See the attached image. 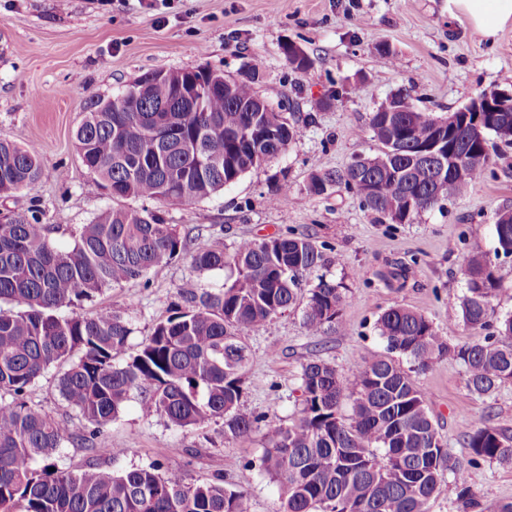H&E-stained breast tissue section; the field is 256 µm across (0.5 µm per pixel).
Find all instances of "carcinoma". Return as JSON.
Instances as JSON below:
<instances>
[{"label":"carcinoma","instance_id":"carcinoma-1","mask_svg":"<svg viewBox=\"0 0 512 512\" xmlns=\"http://www.w3.org/2000/svg\"><path fill=\"white\" fill-rule=\"evenodd\" d=\"M295 71L311 59L290 44ZM197 90L181 97L174 80L146 73L108 100L99 99L75 133L94 186L114 198L157 200L169 209L210 197L248 171L284 153L298 136L255 89L258 67L236 79L207 66L187 72ZM438 117L398 93L371 113L380 144L341 171L311 175L308 191L333 186L356 193L379 221L410 223L439 203L459 198L485 175L489 136L512 144V111L492 114L481 131ZM467 139L471 154L439 175L421 157L429 146ZM43 169L39 150L0 139V195L33 189ZM495 256H512V210L494 224ZM40 212L0 218V512H249L243 493L217 475L191 483L178 469L151 463L122 472L108 460L106 428L132 393L146 418L164 417L191 429L224 420V438L243 441L260 418L241 407L250 362L245 332L293 308L304 278L324 265L309 237L242 239L228 251L209 245L190 255L193 270L229 268L234 278L214 290L182 294L184 310L156 324L136 352L125 311L101 307L60 317L56 311L92 301L108 288L136 280L187 250V237L154 212L114 208L83 225L74 247L56 248ZM461 318L486 331L480 343L450 345L422 314L393 306L376 321L391 353L418 372L449 356L465 367L469 390L484 396L512 381V314L498 316L494 263L465 255ZM348 288L320 277L308 289L303 326L319 336L343 325ZM57 387L86 425L31 408V386L54 366ZM301 409L290 425L265 424L264 470L283 490L280 512H430L443 472L453 475L460 512H512V502L486 505L470 492L464 468L442 450L440 436L415 380L389 356L358 363L342 376L324 360L302 365ZM351 400L348 414L341 411ZM473 461L512 466V433L478 422L464 425ZM78 443L88 459L76 472L53 459Z\"/></svg>","mask_w":512,"mask_h":512}]
</instances>
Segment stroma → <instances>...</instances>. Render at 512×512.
I'll list each match as a JSON object with an SVG mask.
<instances>
[{
	"label": "stroma",
	"mask_w": 512,
	"mask_h": 512,
	"mask_svg": "<svg viewBox=\"0 0 512 512\" xmlns=\"http://www.w3.org/2000/svg\"><path fill=\"white\" fill-rule=\"evenodd\" d=\"M291 43L312 59L307 71L290 68L285 48ZM379 45L395 53L397 66L378 58ZM253 64L262 70L257 91L300 131L285 153L178 209L91 190L93 175L79 158L74 133L93 101L111 98L148 72L206 65L239 78ZM511 88L512 26L495 43L481 41L449 18L448 0H174L155 10L144 0H0V139L36 145L44 169L33 190L0 198V216L40 209L63 250L73 247L81 225L118 205L161 212L183 234L206 227L193 242L197 248L311 235L326 262L305 285L314 287L322 276L344 279L350 292L343 326L307 335L295 308L247 333L251 363L242 408L289 424L298 417L302 364L318 358L345 374L386 354L374 324L392 306L423 314L450 344L482 341L483 330L460 318V265L468 253L494 252L493 225L500 212L512 210V145L496 139L489 143L487 172L465 196L406 224L376 221L359 196L342 187L308 194L311 173L342 170L356 155L376 154L369 118L393 94H409L418 108L440 116L481 91ZM283 184L287 202L270 205L274 187ZM399 265L406 269L404 287L386 286L382 274ZM230 276L227 270L192 272L181 257L104 290L81 311H128L135 348L171 315L180 291L220 288ZM414 379L474 494L487 504L512 502V468L474 461L462 435L468 417L512 431V381L477 396L466 386L464 366L448 357ZM107 439L114 471L156 462L181 469L191 482L220 474L226 488L245 494L250 512L280 508L279 486L262 466V432L228 440L219 420L178 429L164 418L143 417L133 398Z\"/></svg>",
	"instance_id": "1"
}]
</instances>
